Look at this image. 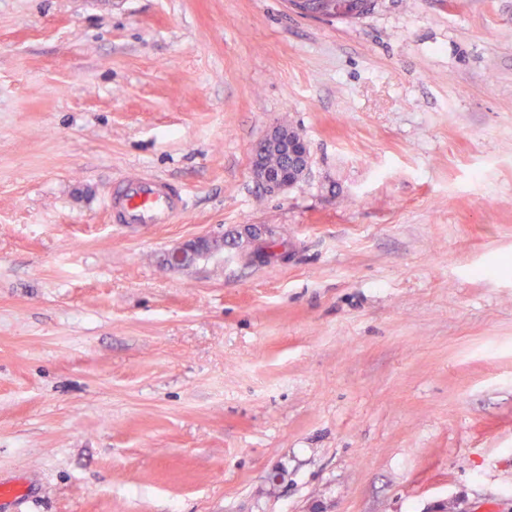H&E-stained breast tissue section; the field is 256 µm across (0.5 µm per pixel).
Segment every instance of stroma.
<instances>
[{
	"mask_svg": "<svg viewBox=\"0 0 512 512\" xmlns=\"http://www.w3.org/2000/svg\"><path fill=\"white\" fill-rule=\"evenodd\" d=\"M278 123L310 155L271 196ZM132 167L185 214L110 223ZM0 478L31 512H512V0H0ZM293 9L303 16L315 17L318 19H331L332 4L327 0H294ZM268 150L278 152L284 163L272 167L264 156ZM309 146L302 134L290 125L276 124L251 150V172L264 191L277 195L295 185L306 171ZM253 224H246L244 226V232L246 237L254 243V249L250 253L252 260H269V261H284L288 257V251L282 248L286 247L284 242H273V245L282 247L278 249H267L264 248L265 244L269 242L268 238H263L262 233L258 232V229L253 227ZM260 248V249H259ZM259 249V250H257ZM223 248L224 237H202L175 249L171 253V261L174 264L183 265L190 256L205 255Z\"/></svg>",
	"mask_w": 512,
	"mask_h": 512,
	"instance_id": "35a3bbf8",
	"label": "stroma"
}]
</instances>
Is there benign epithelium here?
I'll return each mask as SVG.
<instances>
[{
	"label": "benign epithelium",
	"mask_w": 512,
	"mask_h": 512,
	"mask_svg": "<svg viewBox=\"0 0 512 512\" xmlns=\"http://www.w3.org/2000/svg\"><path fill=\"white\" fill-rule=\"evenodd\" d=\"M293 9L303 16L318 19H331L333 12L350 19L358 14V7L353 0H342L337 9H332L328 0H296ZM272 150L281 154L284 163L275 167L266 164L264 156ZM309 159V146L302 134L290 125L277 124L267 135L251 150V172L253 178L264 191L270 195H277L295 185L306 171ZM246 237L254 243V250L250 253L253 260L284 261L288 252L282 248L267 249L268 239L258 232L251 224L244 226ZM224 248V239L216 237H202L175 249L171 253V261L182 265L194 255L209 254Z\"/></svg>",
	"instance_id": "benign-epithelium-1"
}]
</instances>
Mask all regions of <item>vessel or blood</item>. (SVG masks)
<instances>
[{
	"mask_svg": "<svg viewBox=\"0 0 512 512\" xmlns=\"http://www.w3.org/2000/svg\"><path fill=\"white\" fill-rule=\"evenodd\" d=\"M185 210L182 189L136 170L127 172L113 184L107 201L109 220L114 224H166Z\"/></svg>",
	"mask_w": 512,
	"mask_h": 512,
	"instance_id": "obj_1",
	"label": "vessel or blood"
}]
</instances>
